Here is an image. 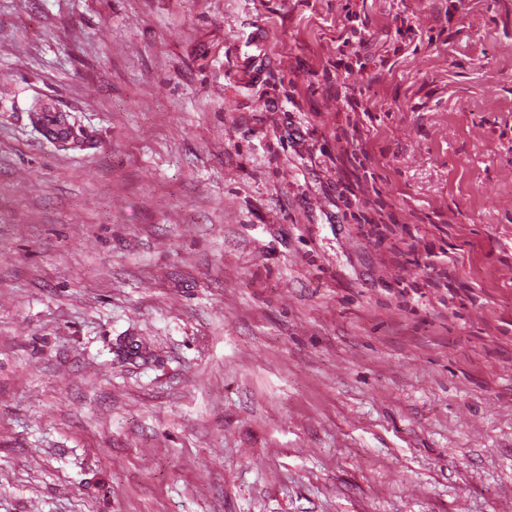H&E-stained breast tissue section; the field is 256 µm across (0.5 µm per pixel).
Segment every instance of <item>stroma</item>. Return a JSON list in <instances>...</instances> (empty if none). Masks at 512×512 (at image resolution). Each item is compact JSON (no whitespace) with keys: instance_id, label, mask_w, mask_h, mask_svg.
<instances>
[{"instance_id":"stroma-1","label":"stroma","mask_w":512,"mask_h":512,"mask_svg":"<svg viewBox=\"0 0 512 512\" xmlns=\"http://www.w3.org/2000/svg\"><path fill=\"white\" fill-rule=\"evenodd\" d=\"M0 512H512V0H0Z\"/></svg>"}]
</instances>
